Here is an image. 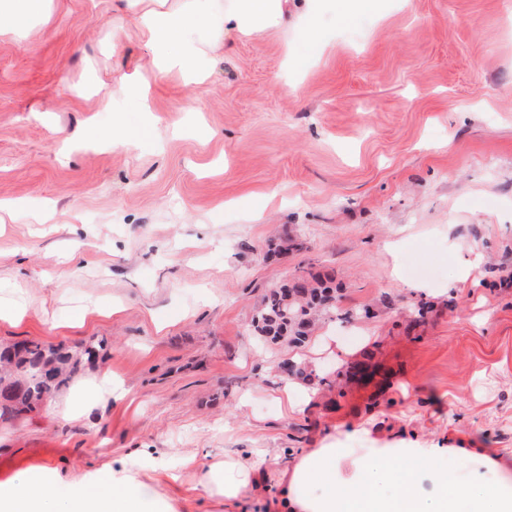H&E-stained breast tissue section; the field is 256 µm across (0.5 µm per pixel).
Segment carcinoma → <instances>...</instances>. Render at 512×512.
Returning a JSON list of instances; mask_svg holds the SVG:
<instances>
[{"instance_id":"1","label":"carcinoma","mask_w":512,"mask_h":512,"mask_svg":"<svg viewBox=\"0 0 512 512\" xmlns=\"http://www.w3.org/2000/svg\"><path fill=\"white\" fill-rule=\"evenodd\" d=\"M341 299L333 275L301 274L269 292L252 319V331L264 342L296 348L305 343L319 322L331 314L348 320L374 315L368 306L343 310ZM103 350L105 344L102 342L73 350L33 341L0 346V422L14 421L42 407ZM373 358L374 352L368 350L363 353V360L334 374H320L290 358L286 378L300 380L319 390L325 387L340 390L341 380L358 379L360 373L373 367Z\"/></svg>"}]
</instances>
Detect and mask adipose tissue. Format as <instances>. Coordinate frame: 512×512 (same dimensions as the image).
<instances>
[{"label":"adipose tissue","mask_w":512,"mask_h":512,"mask_svg":"<svg viewBox=\"0 0 512 512\" xmlns=\"http://www.w3.org/2000/svg\"><path fill=\"white\" fill-rule=\"evenodd\" d=\"M125 8L146 36L148 56L130 73L102 87L101 99L121 97L138 111L152 109L148 77L171 69L190 83L203 84L208 62L222 52L226 38L275 30L296 18V35L313 30L311 7L289 12L288 0H124ZM49 0H0V36L26 35L41 20ZM448 449L400 445L367 448L361 453L335 447L309 448L273 478L274 512H512V459L488 458L490 480L465 483L440 459ZM422 463L423 488L413 489V473L404 460ZM265 458L258 453L225 457L209 465L205 487L234 506L260 493ZM139 462L130 459L123 474L101 470L93 487L71 489L67 500L54 503L44 493L43 474L0 485V512H158L161 493L154 479L140 478Z\"/></svg>","instance_id":"1"}]
</instances>
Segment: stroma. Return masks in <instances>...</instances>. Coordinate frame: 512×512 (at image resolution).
Segmentation results:
<instances>
[{"label": "stroma", "mask_w": 512, "mask_h": 512, "mask_svg": "<svg viewBox=\"0 0 512 512\" xmlns=\"http://www.w3.org/2000/svg\"><path fill=\"white\" fill-rule=\"evenodd\" d=\"M306 42L229 37L203 84L153 86L152 118L80 96L146 57L111 0H53L22 40L0 38V342L105 340L116 396L63 419L60 391L0 425V483L27 471L91 482L139 455L168 512H224L181 456L420 441L458 447L461 480L512 456V0H378L337 25L318 0ZM122 27L120 51L112 29ZM151 124L129 146L102 140ZM275 238L305 247L278 256ZM332 273L346 308L301 348L260 342L251 318L302 270ZM391 296L393 307L380 306ZM435 310L412 326L413 306ZM378 347L389 374L345 394L284 380L287 358L333 371Z\"/></svg>", "instance_id": "35a3bbf8"}]
</instances>
